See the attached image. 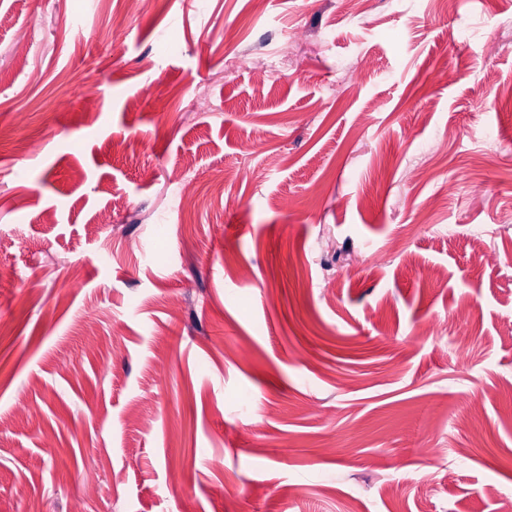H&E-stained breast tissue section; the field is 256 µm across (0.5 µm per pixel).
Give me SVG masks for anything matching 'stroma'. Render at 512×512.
<instances>
[{
	"label": "stroma",
	"instance_id": "1",
	"mask_svg": "<svg viewBox=\"0 0 512 512\" xmlns=\"http://www.w3.org/2000/svg\"><path fill=\"white\" fill-rule=\"evenodd\" d=\"M122 9L0 0V512H512V0Z\"/></svg>",
	"mask_w": 512,
	"mask_h": 512
}]
</instances>
